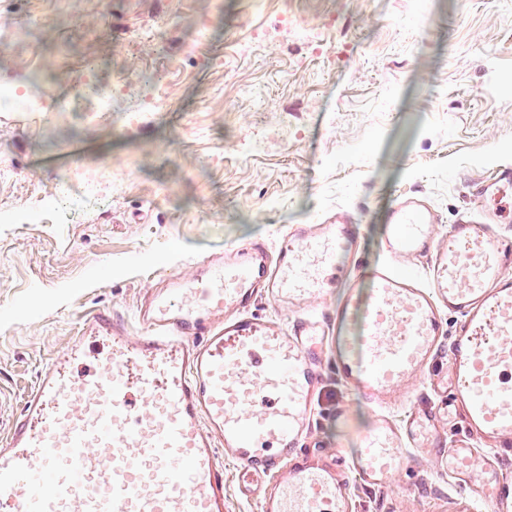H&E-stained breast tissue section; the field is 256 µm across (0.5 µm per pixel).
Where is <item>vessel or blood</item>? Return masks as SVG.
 I'll use <instances>...</instances> for the list:
<instances>
[{
    "instance_id": "b4317fda",
    "label": "vessel or blood",
    "mask_w": 512,
    "mask_h": 512,
    "mask_svg": "<svg viewBox=\"0 0 512 512\" xmlns=\"http://www.w3.org/2000/svg\"><path fill=\"white\" fill-rule=\"evenodd\" d=\"M472 193L479 214L444 237L426 199L399 196L372 264L341 209L284 230L275 250L239 245L170 272L136 327L106 310L86 318L0 439V512H225L228 462L260 512H352L351 481L385 488L412 457L512 512V244L500 233L512 167ZM263 300L291 320L258 314ZM95 343L107 356L77 371ZM328 364L373 408L353 455L319 452L312 434ZM426 376L433 400L395 420L391 405ZM457 414L485 452L449 445Z\"/></svg>"
}]
</instances>
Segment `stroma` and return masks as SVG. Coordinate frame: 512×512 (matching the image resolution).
Wrapping results in <instances>:
<instances>
[{
  "mask_svg": "<svg viewBox=\"0 0 512 512\" xmlns=\"http://www.w3.org/2000/svg\"><path fill=\"white\" fill-rule=\"evenodd\" d=\"M0 431L91 311L342 208L361 253L422 195L449 230L512 166V0H0ZM111 112H56L84 79ZM157 95L166 109L147 111ZM351 407L337 429V401ZM372 406L326 367L313 430L361 447ZM357 512H474L433 463Z\"/></svg>",
  "mask_w": 512,
  "mask_h": 512,
  "instance_id": "stroma-1",
  "label": "stroma"
}]
</instances>
